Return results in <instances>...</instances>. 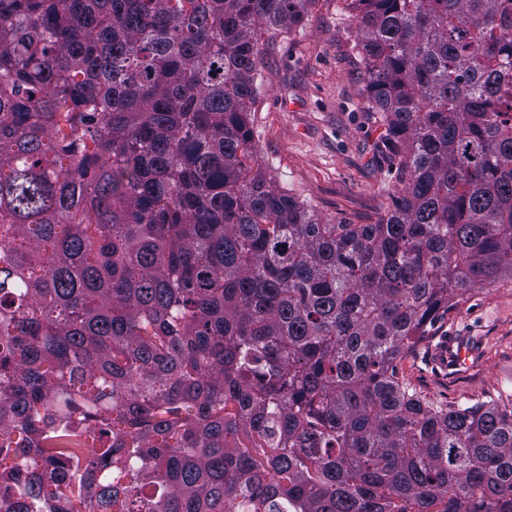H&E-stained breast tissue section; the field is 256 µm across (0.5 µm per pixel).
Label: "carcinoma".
<instances>
[{
	"label": "carcinoma",
	"instance_id": "obj_1",
	"mask_svg": "<svg viewBox=\"0 0 512 512\" xmlns=\"http://www.w3.org/2000/svg\"><path fill=\"white\" fill-rule=\"evenodd\" d=\"M309 0H0L10 512H512V410L404 354L512 277V0H350L402 190L330 224L250 128Z\"/></svg>",
	"mask_w": 512,
	"mask_h": 512
}]
</instances>
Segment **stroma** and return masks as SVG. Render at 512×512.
<instances>
[{
    "mask_svg": "<svg viewBox=\"0 0 512 512\" xmlns=\"http://www.w3.org/2000/svg\"><path fill=\"white\" fill-rule=\"evenodd\" d=\"M355 37L347 0H309L300 25L264 49L251 114L259 164L333 224L377 223L397 195L376 152L386 127L367 107ZM462 338L475 353L460 366L448 350ZM398 373L434 402L512 405V278L472 291L431 325Z\"/></svg>",
    "mask_w": 512,
    "mask_h": 512,
    "instance_id": "35a3bbf8",
    "label": "stroma"
}]
</instances>
